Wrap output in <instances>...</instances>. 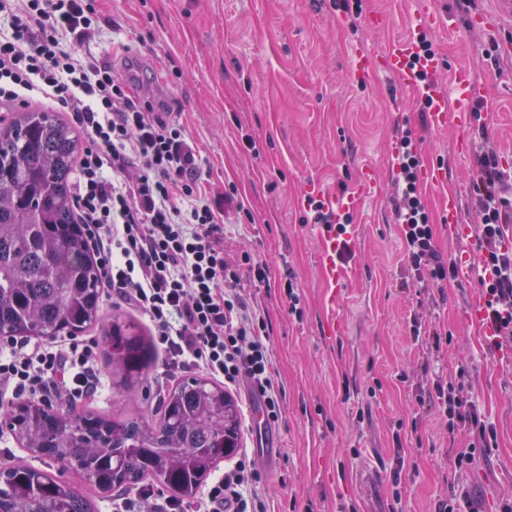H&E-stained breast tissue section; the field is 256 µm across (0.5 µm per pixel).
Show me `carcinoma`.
Wrapping results in <instances>:
<instances>
[{
  "label": "carcinoma",
  "instance_id": "cac0c4a2",
  "mask_svg": "<svg viewBox=\"0 0 512 512\" xmlns=\"http://www.w3.org/2000/svg\"><path fill=\"white\" fill-rule=\"evenodd\" d=\"M75 129L51 112H20L0 126V336L54 339L102 324L99 265L75 218ZM112 374L135 393L151 344L130 320L107 330ZM159 418H111L21 401L0 424L57 473L22 463L0 468V512H96L64 474L109 495L152 479L189 499L239 448L241 414L224 387L185 377L159 397Z\"/></svg>",
  "mask_w": 512,
  "mask_h": 512
}]
</instances>
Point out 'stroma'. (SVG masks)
Segmentation results:
<instances>
[{"label": "stroma", "mask_w": 512, "mask_h": 512, "mask_svg": "<svg viewBox=\"0 0 512 512\" xmlns=\"http://www.w3.org/2000/svg\"><path fill=\"white\" fill-rule=\"evenodd\" d=\"M340 0H92L98 32L81 46L96 63L112 65L140 97L163 102L185 128L202 158L206 185L230 192L248 210L242 223L228 211L224 249L248 252L266 266L265 283L242 275L238 287L264 316L272 379L281 391L280 415L265 432L278 449L263 466L251 421L252 399L233 390L241 411L240 448L260 462L257 492L268 512H436L451 485L467 483L483 512L512 495V358L490 354L488 337L464 325L467 281L443 289L417 281L408 269L394 215L395 175L387 150L401 126L416 134L421 163L443 165L457 190L462 216L474 224V157L459 158L455 129L434 130L418 96L392 74L369 81L351 76L354 50L378 54L416 36L414 14L429 0H361L359 17ZM446 21L432 30L441 67H464L483 84V106L499 155H512V18L501 0H438ZM502 14L484 30L474 13ZM388 15L386 28L370 15ZM400 102L396 119L392 102ZM371 166L381 191L351 214L356 246L343 262L347 280L336 307L318 262L319 237L299 202L308 181L341 192ZM294 284L298 306L284 292ZM337 318L342 332L325 330ZM448 333L433 348L413 337L414 321ZM104 387L91 409L154 418L159 394L171 385L155 361L147 392L127 396L113 387L104 327L90 331ZM472 375V400L497 432L493 453L468 470L455 457L469 443L449 432L435 407L418 398L433 381L459 366ZM401 444H394V437ZM376 472L379 491L369 500L360 478Z\"/></svg>", "instance_id": "1"}]
</instances>
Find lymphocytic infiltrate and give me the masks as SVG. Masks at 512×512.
<instances>
[{"label": "lymphocytic infiltrate", "instance_id": "f902f5d3", "mask_svg": "<svg viewBox=\"0 0 512 512\" xmlns=\"http://www.w3.org/2000/svg\"><path fill=\"white\" fill-rule=\"evenodd\" d=\"M0 14L10 20L0 35V101L49 99L84 130L74 203L98 252L104 286L150 319L168 371H199L227 387H247L262 398L268 421H277L280 392L271 378L265 320L233 289L240 265L260 283L267 270L250 255L236 265L224 254V212L232 195L213 198L203 190L201 157L181 125L132 95L111 66L74 51L99 28L88 0H0ZM397 141L401 196L395 212L404 256L417 280L441 288L455 279L457 266L438 250L418 191L412 129H403ZM504 181L497 152L483 151L474 177L483 271L478 284L489 297L497 349L512 347V249L503 246L512 231V198L502 193ZM94 348L90 338L41 345L0 339V403L52 398L71 404L96 397L102 377ZM470 387V373L461 367L427 393L449 430L461 428L471 437L454 460L459 469L489 456L497 440L495 428L467 399ZM259 481L244 453L194 500L160 497L148 486L117 497L113 512H141L145 502L152 512H266L246 492Z\"/></svg>", "mask_w": 512, "mask_h": 512}]
</instances>
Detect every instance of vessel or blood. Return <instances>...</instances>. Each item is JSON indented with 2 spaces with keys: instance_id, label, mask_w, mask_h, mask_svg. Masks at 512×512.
<instances>
[{
  "instance_id": "obj_1",
  "label": "vessel or blood",
  "mask_w": 512,
  "mask_h": 512,
  "mask_svg": "<svg viewBox=\"0 0 512 512\" xmlns=\"http://www.w3.org/2000/svg\"><path fill=\"white\" fill-rule=\"evenodd\" d=\"M416 51L413 40H399L388 45L379 56H371L366 51H357L352 65V77L363 82L377 71L397 75L401 86L412 87L417 83L416 75L410 68L409 62ZM451 83L457 89L459 96L456 101H449L445 89L433 86L429 90L432 102L430 121L434 128L440 129L455 126L459 137L455 143L457 155L465 156L472 150V141L468 133L470 108L473 102L482 100L484 89L474 81L470 71L463 67L455 68L451 74ZM420 186L440 190L441 192V221L447 224L449 236L456 240L461 251L456 257V263L462 273L471 270V249L476 245L474 225L464 223L461 216L460 198L455 189L449 187L445 171L441 165L433 164L422 167L419 173ZM377 181L372 168H363L353 188L339 195L323 191L318 185L307 184L301 194L302 204L317 202L324 210L333 212L337 217H344L364 198L375 195ZM322 242L320 263L328 288L335 289L344 280V269L336 260V252L342 240L336 234V227L323 224L318 228ZM486 296L478 292L471 296L464 311L465 324L477 327L483 335H495V327L486 319Z\"/></svg>"
}]
</instances>
